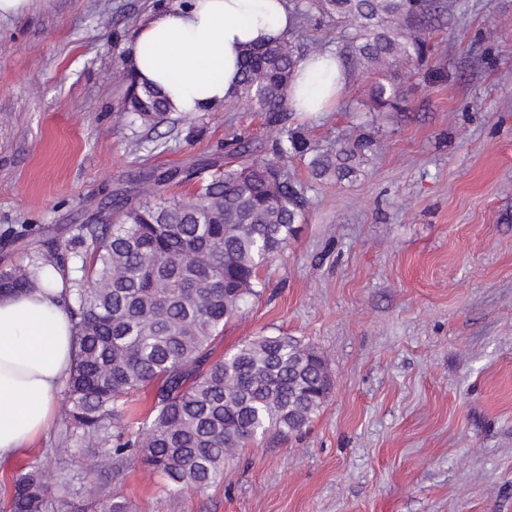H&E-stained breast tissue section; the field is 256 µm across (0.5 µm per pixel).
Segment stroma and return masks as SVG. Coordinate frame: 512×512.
<instances>
[{
    "instance_id": "stroma-1",
    "label": "stroma",
    "mask_w": 512,
    "mask_h": 512,
    "mask_svg": "<svg viewBox=\"0 0 512 512\" xmlns=\"http://www.w3.org/2000/svg\"><path fill=\"white\" fill-rule=\"evenodd\" d=\"M431 78L392 73L400 112H374L378 74L350 70L352 112H292L313 144L372 131L360 172L312 179L288 169L308 206L265 288L224 326L216 355L284 334L324 357L335 387L301 432L257 437L221 482L168 495L131 462L94 478L61 464L53 438L0 461V512L32 461L50 499L116 494L131 512H512V0H436ZM158 0H51L0 19V269L56 237L105 222L107 200L144 169L189 167L224 145L272 148L283 128L240 105L122 123L127 45ZM25 232L17 244V232Z\"/></svg>"
}]
</instances>
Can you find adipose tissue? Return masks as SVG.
<instances>
[{
  "label": "adipose tissue",
  "mask_w": 512,
  "mask_h": 512,
  "mask_svg": "<svg viewBox=\"0 0 512 512\" xmlns=\"http://www.w3.org/2000/svg\"><path fill=\"white\" fill-rule=\"evenodd\" d=\"M288 0H178L139 25L125 63L157 87L172 111L209 112L232 97L247 48L287 38ZM347 84L335 51L306 58L287 93L294 112H328ZM64 280L50 270L42 292L0 294V460L37 443L59 416L58 395L75 358Z\"/></svg>",
  "instance_id": "1"
}]
</instances>
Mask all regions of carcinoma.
Masks as SVG:
<instances>
[{"mask_svg":"<svg viewBox=\"0 0 512 512\" xmlns=\"http://www.w3.org/2000/svg\"><path fill=\"white\" fill-rule=\"evenodd\" d=\"M432 0H316L319 13L347 27L354 61L372 70L414 58L427 60L423 18ZM304 59L286 38L244 54L239 89L224 106L246 103L285 120L292 72ZM130 81L124 110L145 127L170 112L157 90ZM374 112L398 110L404 94L394 83L370 86ZM374 145L362 132L338 148H317L301 132L284 130L273 156H255L236 138V167L207 161L182 172L192 190L166 196L170 177L139 173L146 191L112 194L109 224H79L40 260L0 270V293L41 289L45 268L73 264L72 313L76 358L61 394L64 430L53 451L106 447L90 473H120L140 460L177 495L218 482L224 461L260 434L300 431L321 410L333 382L324 359L301 340L257 336L213 358L211 345L224 324L264 284L258 271L282 250L304 216L307 199L284 158L307 159L312 177L342 181L360 171ZM149 385L155 403L142 427L114 432L129 411L127 397ZM51 502L41 465L25 466L12 480L9 512H48Z\"/></svg>","mask_w":512,"mask_h":512,"instance_id":"obj_1","label":"carcinoma"}]
</instances>
